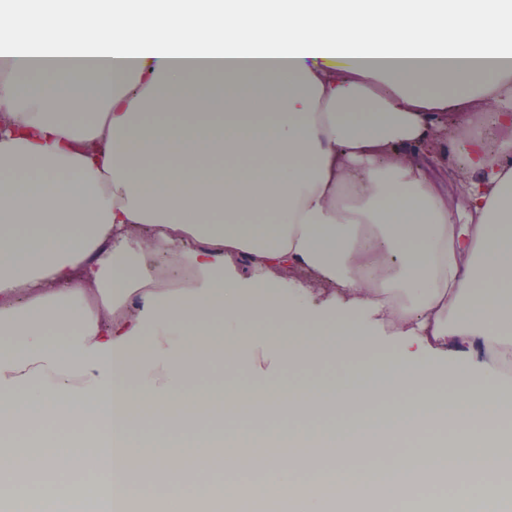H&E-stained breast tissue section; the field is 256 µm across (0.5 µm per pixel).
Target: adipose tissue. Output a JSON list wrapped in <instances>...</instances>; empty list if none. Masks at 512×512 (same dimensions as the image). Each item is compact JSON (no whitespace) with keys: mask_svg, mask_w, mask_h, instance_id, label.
Returning a JSON list of instances; mask_svg holds the SVG:
<instances>
[{"mask_svg":"<svg viewBox=\"0 0 512 512\" xmlns=\"http://www.w3.org/2000/svg\"><path fill=\"white\" fill-rule=\"evenodd\" d=\"M0 11V427L20 407L94 417L118 453L107 495L137 474L170 491L195 459L146 453L188 405L196 436L244 421L215 407L248 390L201 387L214 361L276 365L373 348L343 384L268 383L277 512L407 496L452 482V512H512V0H39ZM491 103L495 139L469 136L462 192L432 145ZM331 286L321 312L275 275ZM279 318L298 339L246 330ZM237 328L230 342L217 322ZM457 348L453 383L439 360ZM375 403L388 426L353 430ZM447 420L452 447L383 475L301 479L300 448H371ZM491 470L469 479L472 449ZM41 512L78 504L39 452Z\"/></svg>","mask_w":512,"mask_h":512,"instance_id":"adipose-tissue-1","label":"adipose tissue"}]
</instances>
